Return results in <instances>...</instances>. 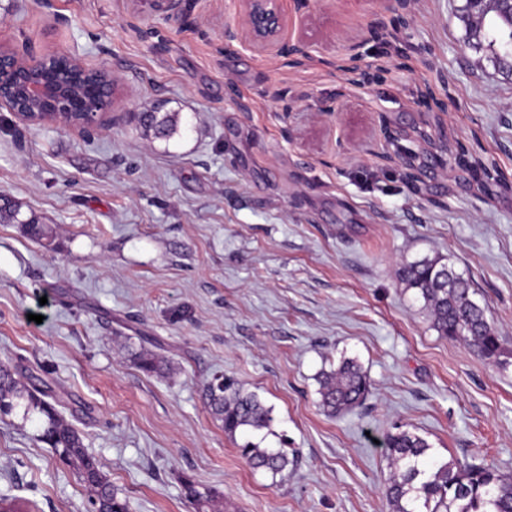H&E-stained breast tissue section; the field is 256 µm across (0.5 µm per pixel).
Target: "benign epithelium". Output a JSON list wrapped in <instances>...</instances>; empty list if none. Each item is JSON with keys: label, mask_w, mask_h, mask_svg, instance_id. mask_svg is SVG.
<instances>
[{"label": "benign epithelium", "mask_w": 512, "mask_h": 512, "mask_svg": "<svg viewBox=\"0 0 512 512\" xmlns=\"http://www.w3.org/2000/svg\"><path fill=\"white\" fill-rule=\"evenodd\" d=\"M242 23L224 26V41H237L269 55L305 57L309 42L302 36L294 41L285 38L288 19L280 6L281 0H236ZM470 14H478L485 5L512 21V0H471ZM61 58L47 52L34 62L27 61L17 50L0 47V102L8 105L16 118L26 125L45 122L62 123L83 131L98 127L112 105L116 79L101 85L93 97L74 94L67 86L42 77V72ZM37 104L42 112H30L26 107Z\"/></svg>", "instance_id": "7a95c632"}]
</instances>
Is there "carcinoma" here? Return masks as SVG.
<instances>
[{
	"label": "carcinoma",
	"instance_id": "cac0c4a2",
	"mask_svg": "<svg viewBox=\"0 0 512 512\" xmlns=\"http://www.w3.org/2000/svg\"><path fill=\"white\" fill-rule=\"evenodd\" d=\"M485 41L502 54L512 53V24L503 22L492 10L477 17L475 23L468 24V43L480 48ZM50 73L57 79L76 77L83 92L99 83L92 69L75 74L65 66ZM402 279L423 300L438 333L467 344L487 360L498 359L499 336L487 321L485 309L471 298L468 280L453 267L440 257H424L406 264ZM132 357L147 374L164 370L158 355L145 348ZM319 383L320 406L333 417L360 406L371 390L366 372L352 359H343L335 369L322 372ZM202 397L231 438L239 432L267 429L273 421L272 409L234 379L214 377ZM59 405L60 399L49 386L26 385L11 365L0 363V420L19 410L24 420L37 416L36 440L52 448L89 489L88 512H129L128 501L112 487L97 458L86 451L81 434L66 421ZM382 447L393 470L386 487L391 512H512V475L482 464L441 461L424 438L406 430L386 434ZM239 451L253 468L274 476L289 464L282 448H263L247 440ZM183 488L199 512L215 502L210 491L200 490L190 479L184 480Z\"/></svg>",
	"mask_w": 512,
	"mask_h": 512
}]
</instances>
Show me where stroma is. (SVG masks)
I'll use <instances>...</instances> for the list:
<instances>
[{"instance_id": "obj_1", "label": "stroma", "mask_w": 512, "mask_h": 512, "mask_svg": "<svg viewBox=\"0 0 512 512\" xmlns=\"http://www.w3.org/2000/svg\"><path fill=\"white\" fill-rule=\"evenodd\" d=\"M231 0H0V45L118 81L105 126L22 124L0 105V361L48 384L129 512H391L386 433L512 473V73L467 42L465 0H309L308 57L224 41ZM171 113L169 137L137 115ZM36 217L55 248L31 240ZM439 256L470 283L498 362L441 336L398 271ZM43 323H36V316ZM163 374L134 364L141 337ZM367 372L337 417L319 376ZM216 374L272 410L252 468L202 400ZM36 423L0 422V492L86 512ZM320 406L329 416H339L360 406L371 390L366 372L353 359H343L336 369L321 374ZM238 448L241 455L255 469H263L276 476L288 467L289 459L284 448H262L260 443L246 440Z\"/></svg>"}]
</instances>
